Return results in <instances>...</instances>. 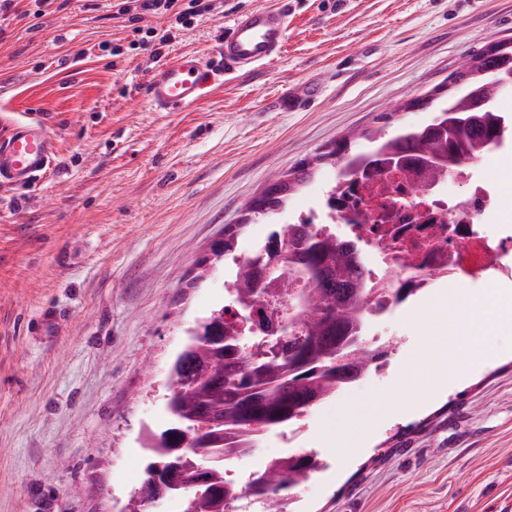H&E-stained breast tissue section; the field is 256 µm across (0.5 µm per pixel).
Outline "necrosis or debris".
Here are the masks:
<instances>
[{
    "label": "necrosis or debris",
    "mask_w": 512,
    "mask_h": 512,
    "mask_svg": "<svg viewBox=\"0 0 512 512\" xmlns=\"http://www.w3.org/2000/svg\"><path fill=\"white\" fill-rule=\"evenodd\" d=\"M457 176L468 184L465 195L449 196L442 182L422 195L416 175L391 166L384 178L358 182L347 211L328 206L311 215L319 232L352 244L366 268L359 334L370 350L385 346L377 329L398 308L387 289L390 277L402 279L416 269L419 296L442 281L478 277L490 286L512 280V233L492 240L481 230L492 212L512 210V195L479 170L466 167Z\"/></svg>",
    "instance_id": "obj_1"
}]
</instances>
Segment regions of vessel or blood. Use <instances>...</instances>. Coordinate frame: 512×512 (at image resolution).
I'll use <instances>...</instances> for the list:
<instances>
[{
    "label": "vessel or blood",
    "instance_id": "obj_1",
    "mask_svg": "<svg viewBox=\"0 0 512 512\" xmlns=\"http://www.w3.org/2000/svg\"><path fill=\"white\" fill-rule=\"evenodd\" d=\"M288 7L236 12L210 54L184 51L154 69L145 92L156 111L173 112L197 105L225 75L249 73L279 59L285 49ZM58 152L49 126L38 119L14 122L0 138V186L23 188L42 180Z\"/></svg>",
    "mask_w": 512,
    "mask_h": 512
}]
</instances>
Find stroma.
<instances>
[{"label":"stroma","mask_w":512,"mask_h":512,"mask_svg":"<svg viewBox=\"0 0 512 512\" xmlns=\"http://www.w3.org/2000/svg\"><path fill=\"white\" fill-rule=\"evenodd\" d=\"M114 0H16L0 21V129L36 113L53 129V170L26 191L0 188V512H118L145 477L139 439L166 425L165 384L187 329L225 303L234 260L270 230L317 207L338 178L329 153L369 150L362 133L429 124L432 110L397 105L460 94V63L512 39V0H292L284 53L225 76L198 105L158 112L144 93L159 62L131 48ZM280 0H215L163 47L206 53L240 10ZM121 55H113V46ZM315 101L282 110L285 92ZM358 140H351V133ZM309 164L310 177L294 184ZM277 180L285 207L246 203ZM231 251L215 255L225 235ZM448 286L382 324L390 370L312 411L301 450L322 468L292 490L294 512H512V325L490 357L381 421L343 452L321 435L339 408L388 400L409 369L442 370L422 338L449 302L480 282ZM54 327L37 329L45 309Z\"/></svg>","instance_id":"1"}]
</instances>
